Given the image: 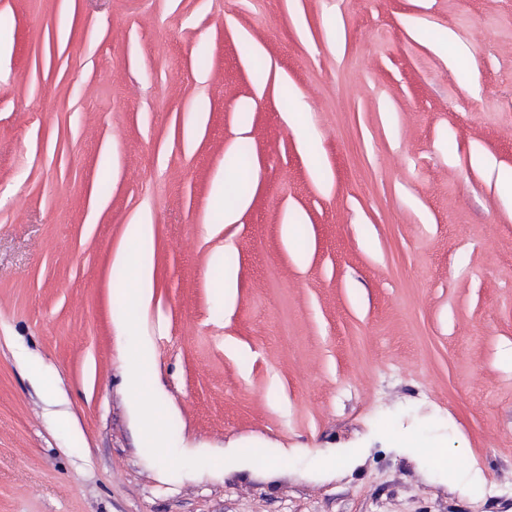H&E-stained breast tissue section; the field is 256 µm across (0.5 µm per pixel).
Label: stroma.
Segmentation results:
<instances>
[{
  "instance_id": "obj_1",
  "label": "stroma",
  "mask_w": 512,
  "mask_h": 512,
  "mask_svg": "<svg viewBox=\"0 0 512 512\" xmlns=\"http://www.w3.org/2000/svg\"><path fill=\"white\" fill-rule=\"evenodd\" d=\"M0 17V512H512V0H0ZM239 159L258 186L225 224L211 186ZM140 211L154 295L126 339L112 258ZM141 342L161 454L120 383ZM405 434L447 444L469 483Z\"/></svg>"
}]
</instances>
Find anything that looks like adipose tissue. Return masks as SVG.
Here are the masks:
<instances>
[{"label":"adipose tissue","mask_w":512,"mask_h":512,"mask_svg":"<svg viewBox=\"0 0 512 512\" xmlns=\"http://www.w3.org/2000/svg\"><path fill=\"white\" fill-rule=\"evenodd\" d=\"M154 226L150 217L132 216L126 226L124 240L113 255V264L122 266L126 273L123 301L126 316L120 327L122 335H131L141 314L153 299L154 288ZM134 361L125 365L123 384L132 406L141 417L140 435L145 448L159 453L168 446L163 419L151 403L150 392L155 386L153 354L149 346H136Z\"/></svg>","instance_id":"1"}]
</instances>
